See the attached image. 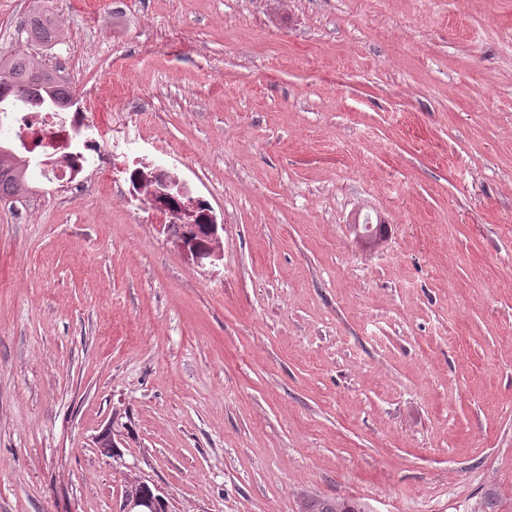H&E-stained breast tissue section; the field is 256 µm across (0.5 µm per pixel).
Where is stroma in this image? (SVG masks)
Segmentation results:
<instances>
[{"label":"stroma","instance_id":"1","mask_svg":"<svg viewBox=\"0 0 512 512\" xmlns=\"http://www.w3.org/2000/svg\"><path fill=\"white\" fill-rule=\"evenodd\" d=\"M39 9L88 125L140 129L224 256L32 152L0 206V512H119L129 474L168 512H512V0H0V55L56 60ZM206 223L208 224L209 242L205 247H199L190 240V232H196V227L188 225L184 229L186 236H179L175 238V246L178 251L187 259H191L197 263H202L203 260L212 259L220 260L223 257L221 250V242L218 236V224H215L212 217ZM299 512H365L364 506L354 499L320 497L303 494L299 500Z\"/></svg>","mask_w":512,"mask_h":512}]
</instances>
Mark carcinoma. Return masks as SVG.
Returning a JSON list of instances; mask_svg holds the SVG:
<instances>
[{"label": "carcinoma", "mask_w": 512, "mask_h": 512, "mask_svg": "<svg viewBox=\"0 0 512 512\" xmlns=\"http://www.w3.org/2000/svg\"><path fill=\"white\" fill-rule=\"evenodd\" d=\"M20 100L30 107L44 101L52 108H72L75 95L62 88L56 71L44 66L36 68L26 57H0V104ZM30 162L11 148L0 145V196L23 198L30 191ZM299 512H365L364 506L353 499L320 497L304 494L299 500Z\"/></svg>", "instance_id": "carcinoma-1"}]
</instances>
